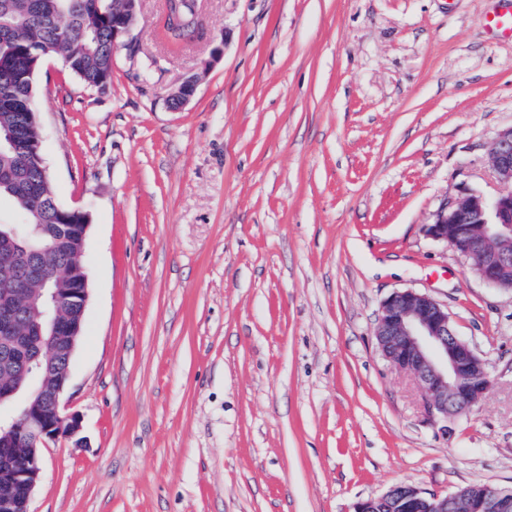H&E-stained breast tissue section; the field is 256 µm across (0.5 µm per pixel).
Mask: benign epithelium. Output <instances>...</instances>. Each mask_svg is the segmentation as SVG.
Wrapping results in <instances>:
<instances>
[{"label": "benign epithelium", "mask_w": 512, "mask_h": 512, "mask_svg": "<svg viewBox=\"0 0 512 512\" xmlns=\"http://www.w3.org/2000/svg\"><path fill=\"white\" fill-rule=\"evenodd\" d=\"M129 5L126 21L112 34L125 45L138 13L140 0ZM198 80L190 77L168 99L173 108L189 103ZM497 178L512 184V130L502 134L492 148ZM56 236L86 239L88 212L57 208ZM428 235L454 247L467 265L488 285L512 292V191L495 197L467 194L436 214ZM68 288L47 289L46 305L35 322L36 350L25 359L33 401L20 418L0 417V512H30L29 504L41 475L40 449L59 437L86 446L75 413H63L62 394L70 366L60 368L48 360L61 351L71 361L80 322L64 310L85 312L88 276L80 268L67 275ZM375 336L378 350L390 365L417 383L424 412L448 432V418L470 410L490 386L486 363L457 336L448 309L427 294L414 290L393 292L381 306ZM25 450V463L13 465L16 450ZM353 512H512V488L491 485L462 486L441 496L414 485L400 483L383 494L359 500Z\"/></svg>", "instance_id": "benign-epithelium-1"}]
</instances>
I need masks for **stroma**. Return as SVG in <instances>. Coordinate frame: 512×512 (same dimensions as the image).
<instances>
[{
  "label": "stroma",
  "mask_w": 512,
  "mask_h": 512,
  "mask_svg": "<svg viewBox=\"0 0 512 512\" xmlns=\"http://www.w3.org/2000/svg\"><path fill=\"white\" fill-rule=\"evenodd\" d=\"M503 0H141L106 93L36 77L56 198L89 213L63 393L86 447L42 449L32 512H351L398 483L512 488V293L430 238L512 191ZM219 60H212L214 49ZM197 77L192 100L169 94ZM447 307L491 384L440 433L380 355L383 301ZM169 28L176 37L189 36L192 39L200 30L201 13L195 0H168L166 3ZM492 167L500 181L512 184V130L502 134L494 143Z\"/></svg>",
  "instance_id": "stroma-1"
}]
</instances>
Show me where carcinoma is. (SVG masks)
<instances>
[{
  "mask_svg": "<svg viewBox=\"0 0 512 512\" xmlns=\"http://www.w3.org/2000/svg\"><path fill=\"white\" fill-rule=\"evenodd\" d=\"M125 4L112 0H0V101L18 104L12 112H0V132L17 131L33 140V124L21 119L23 112L38 111L35 81L40 60L35 47L50 46L67 60L66 70L85 85L106 91L112 82V26L121 22ZM170 28L177 36L194 37L201 27L200 6L196 0H167ZM10 202L18 221L0 222V232L11 233L19 225L27 226L28 245L43 251L42 279L56 286L58 270L64 264H83V249L76 241L64 246L50 234L56 223L58 205L49 176L38 155L29 153L19 160L7 146L0 148V199ZM0 280L22 284L27 303L15 309V326L30 327L43 311L40 286L25 277L21 262L0 252ZM23 344L0 339V369H11L18 392L27 391L23 378Z\"/></svg>",
  "mask_w": 512,
  "mask_h": 512,
  "instance_id": "obj_1",
  "label": "carcinoma"
}]
</instances>
